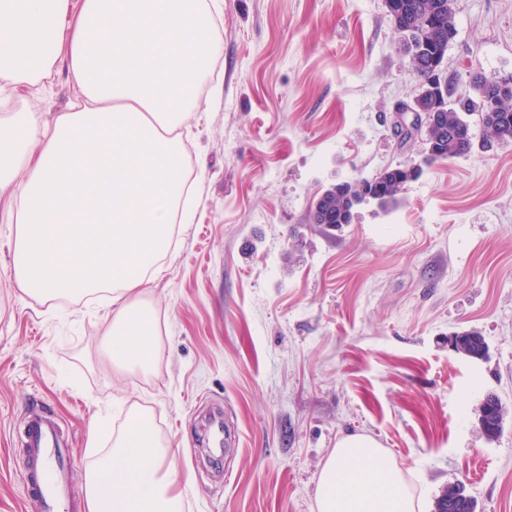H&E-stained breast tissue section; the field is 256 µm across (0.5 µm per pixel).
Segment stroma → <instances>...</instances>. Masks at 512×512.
<instances>
[{
    "label": "stroma",
    "mask_w": 512,
    "mask_h": 512,
    "mask_svg": "<svg viewBox=\"0 0 512 512\" xmlns=\"http://www.w3.org/2000/svg\"><path fill=\"white\" fill-rule=\"evenodd\" d=\"M218 38L222 102L200 95L184 130L202 199L146 285L149 374L113 370L101 306L16 288L0 223V512H40L20 477L30 415L57 419L80 495L92 421L119 431L133 406L153 410L191 478L182 512H316L324 462L359 434L403 468L424 512L458 482L477 512H512V142L424 165L394 210L310 223L336 182L423 157L393 136L419 81L383 0H224ZM445 66L462 92L474 74H512V0H461ZM19 94L51 120L74 83L63 70ZM470 329L485 359L450 347ZM489 394L508 411L494 441L477 418ZM217 409L234 436L224 455Z\"/></svg>",
    "instance_id": "obj_1"
}]
</instances>
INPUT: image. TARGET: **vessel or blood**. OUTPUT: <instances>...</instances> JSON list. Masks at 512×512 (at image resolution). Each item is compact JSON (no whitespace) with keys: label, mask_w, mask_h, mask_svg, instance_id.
I'll return each mask as SVG.
<instances>
[{"label":"vessel or blood","mask_w":512,"mask_h":512,"mask_svg":"<svg viewBox=\"0 0 512 512\" xmlns=\"http://www.w3.org/2000/svg\"><path fill=\"white\" fill-rule=\"evenodd\" d=\"M25 467L22 482L30 499L42 512H76L77 500L69 482L71 449L62 447L55 420L32 416L25 427Z\"/></svg>","instance_id":"1"}]
</instances>
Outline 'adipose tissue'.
<instances>
[{"label":"adipose tissue","mask_w":512,"mask_h":512,"mask_svg":"<svg viewBox=\"0 0 512 512\" xmlns=\"http://www.w3.org/2000/svg\"><path fill=\"white\" fill-rule=\"evenodd\" d=\"M222 0H0V223L13 226L12 276L47 298L111 288L113 367L145 368L156 326L144 284L157 278L175 223H187L182 128L214 88ZM77 89L53 121L20 103L60 70ZM26 131L12 135L13 127ZM85 473L86 512H180L177 461L150 417L133 412ZM317 512H421L403 470L368 435L323 464Z\"/></svg>","instance_id":"adipose-tissue-1"}]
</instances>
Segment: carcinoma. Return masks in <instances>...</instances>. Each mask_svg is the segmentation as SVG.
Instances as JSON below:
<instances>
[{"mask_svg": "<svg viewBox=\"0 0 512 512\" xmlns=\"http://www.w3.org/2000/svg\"><path fill=\"white\" fill-rule=\"evenodd\" d=\"M460 0H394L387 17L403 38L416 40L422 49L411 68L421 83L416 101L425 107L435 105L432 92L433 68L430 59L443 60L448 52V32L456 31V14ZM448 107L439 113L438 121L430 128L427 146L434 149L430 162L446 161L470 154L476 143L484 147L512 142V94L498 99L497 111H485L489 94L496 91L491 81L475 77L472 93L456 95L447 86ZM408 174L382 169L370 178L348 181L345 186L332 185L313 200L309 215L313 224H349L353 211L365 202L363 191L374 190V201L382 210L397 206L405 189ZM456 349L472 359L487 354V343L480 332L472 329L455 333ZM507 410L493 394L483 399L478 409L481 431L489 440L502 431ZM435 512H476L473 498L465 493L461 483L446 488L435 501Z\"/></svg>", "mask_w": 512, "mask_h": 512, "instance_id": "carcinoma-1", "label": "carcinoma"}]
</instances>
